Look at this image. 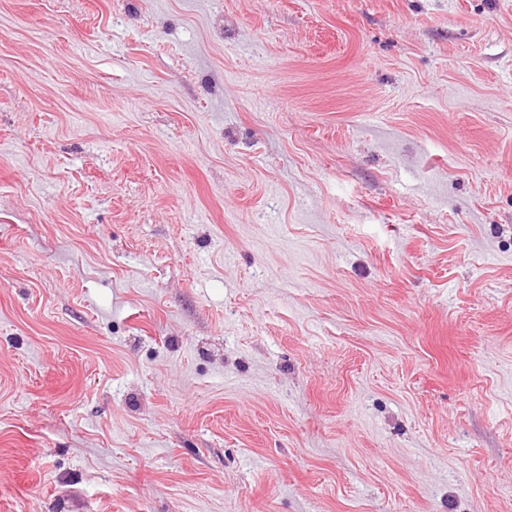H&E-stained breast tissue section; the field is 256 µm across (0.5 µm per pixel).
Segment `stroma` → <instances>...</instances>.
<instances>
[{"mask_svg": "<svg viewBox=\"0 0 512 512\" xmlns=\"http://www.w3.org/2000/svg\"><path fill=\"white\" fill-rule=\"evenodd\" d=\"M0 512H512V0H0Z\"/></svg>", "mask_w": 512, "mask_h": 512, "instance_id": "obj_1", "label": "stroma"}]
</instances>
